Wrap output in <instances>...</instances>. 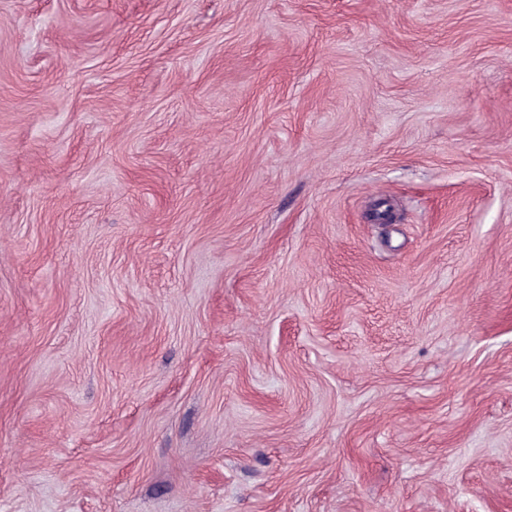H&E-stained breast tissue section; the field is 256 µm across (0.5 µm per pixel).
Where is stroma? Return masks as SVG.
Instances as JSON below:
<instances>
[{"instance_id": "35a3bbf8", "label": "stroma", "mask_w": 512, "mask_h": 512, "mask_svg": "<svg viewBox=\"0 0 512 512\" xmlns=\"http://www.w3.org/2000/svg\"><path fill=\"white\" fill-rule=\"evenodd\" d=\"M0 512H512V0H0Z\"/></svg>"}]
</instances>
